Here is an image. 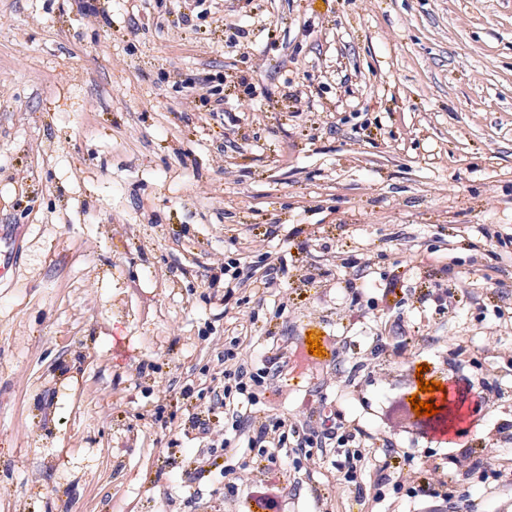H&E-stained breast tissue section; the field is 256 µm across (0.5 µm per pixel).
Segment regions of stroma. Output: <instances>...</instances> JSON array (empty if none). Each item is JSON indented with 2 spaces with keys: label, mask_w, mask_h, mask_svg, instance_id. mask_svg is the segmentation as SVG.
<instances>
[{
  "label": "stroma",
  "mask_w": 512,
  "mask_h": 512,
  "mask_svg": "<svg viewBox=\"0 0 512 512\" xmlns=\"http://www.w3.org/2000/svg\"><path fill=\"white\" fill-rule=\"evenodd\" d=\"M208 2L191 28L195 0H0V512H447L292 445L227 496L256 454L192 423L224 417L225 344L253 371L275 343L251 422L316 390L382 436L459 340L504 393L483 428L512 421V244L485 236L512 231V0ZM454 502L512 512L479 473Z\"/></svg>",
  "instance_id": "1"
}]
</instances>
